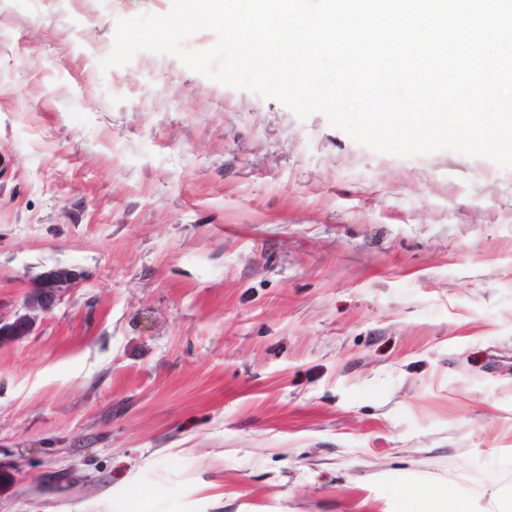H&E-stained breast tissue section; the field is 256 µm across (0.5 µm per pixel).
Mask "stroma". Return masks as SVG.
I'll use <instances>...</instances> for the list:
<instances>
[{
	"label": "stroma",
	"mask_w": 512,
	"mask_h": 512,
	"mask_svg": "<svg viewBox=\"0 0 512 512\" xmlns=\"http://www.w3.org/2000/svg\"><path fill=\"white\" fill-rule=\"evenodd\" d=\"M172 0H0V512H512V170L171 55ZM77 281L75 271L66 267H55L42 273L35 288L23 301V312L17 313L9 322L0 319V341L29 336L34 330L38 313L50 311L61 300L63 293L73 288Z\"/></svg>",
	"instance_id": "1"
}]
</instances>
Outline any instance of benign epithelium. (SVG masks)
<instances>
[{"mask_svg": "<svg viewBox=\"0 0 512 512\" xmlns=\"http://www.w3.org/2000/svg\"><path fill=\"white\" fill-rule=\"evenodd\" d=\"M77 281L75 271L66 267H55L42 273L35 288L26 295L22 304L23 311L9 322L0 319V341L30 335L38 313L50 311L61 300L63 293L74 287Z\"/></svg>", "mask_w": 512, "mask_h": 512, "instance_id": "obj_1", "label": "benign epithelium"}]
</instances>
